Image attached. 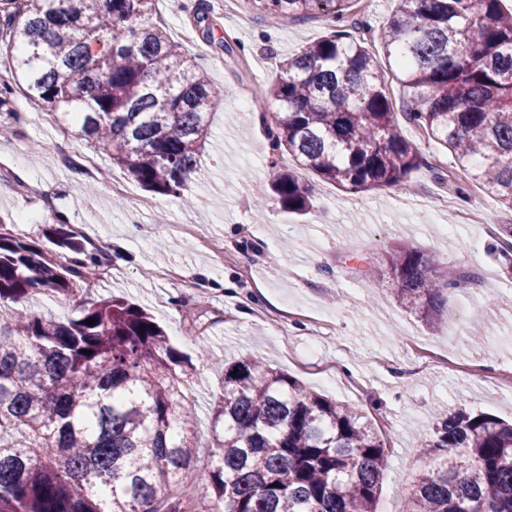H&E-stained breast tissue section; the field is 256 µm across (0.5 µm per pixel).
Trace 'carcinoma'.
<instances>
[{
	"instance_id": "cac0c4a2",
	"label": "carcinoma",
	"mask_w": 512,
	"mask_h": 512,
	"mask_svg": "<svg viewBox=\"0 0 512 512\" xmlns=\"http://www.w3.org/2000/svg\"><path fill=\"white\" fill-rule=\"evenodd\" d=\"M156 0H0V118L12 97L74 117L77 135L142 187L181 195L224 91L163 25ZM266 20L325 18L333 30L279 61L254 101H274L266 136L292 158L272 191L312 208L300 171L357 193L393 187L426 164L399 120L443 146L475 186L512 210V12L501 0H397L382 41L386 68L356 33L352 0H246ZM194 20L214 24L205 0ZM402 86L394 112L388 87ZM0 217V512H377L388 448L350 403L243 357L224 364L209 467L183 394L195 366L144 309L119 298L65 322L5 312L49 291L72 297L109 262L55 217L44 238L4 231ZM391 293L431 332L473 274L442 272L432 254L387 256ZM94 319L92 326L87 320ZM236 375H231V372ZM405 512H512V424L467 408L434 414ZM189 481L202 490L188 496ZM279 486H274V483Z\"/></svg>"
}]
</instances>
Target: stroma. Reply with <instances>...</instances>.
Returning a JSON list of instances; mask_svg holds the SVG:
<instances>
[{"instance_id": "obj_1", "label": "stroma", "mask_w": 512, "mask_h": 512, "mask_svg": "<svg viewBox=\"0 0 512 512\" xmlns=\"http://www.w3.org/2000/svg\"><path fill=\"white\" fill-rule=\"evenodd\" d=\"M210 3L241 56L228 57L207 42L172 0L155 3L171 39L224 88L201 167L182 196L127 181L103 154L94 180H87L72 163L87 152L85 141L62 128L56 113L15 97L20 132L0 138V162L14 172L11 182L0 181L9 232L40 239L51 213L63 208L88 248L111 256L91 290L66 300L41 294L28 308L64 321L88 301L116 296L150 313L173 345L195 358L190 399L203 463L212 439L209 405L225 359L256 356L359 406L389 450L378 512H404L426 466L417 450L434 408L463 405L512 419V396L493 385L498 370L512 366V306L486 305L493 294L512 298V267L500 255L497 235L501 225H512V211L474 187L458 198L464 176L450 154L407 124L403 136L427 161L407 181L352 195L317 179L311 213L283 209L270 190L263 112L243 91L272 85L280 59L321 38L329 25L320 19L272 27L253 12L240 17L220 0ZM117 180L126 181V196L112 194ZM442 192L454 198L453 211L425 215L414 208L415 200ZM403 244L438 253L448 271L479 274L449 298L457 337L430 335L388 295L386 256ZM162 268L176 269L178 278H160ZM317 315L332 316L334 328L316 327ZM478 319L485 336L479 348L470 340ZM416 340L453 346L457 365L424 364L411 349ZM202 342L209 354L201 360Z\"/></svg>"}]
</instances>
